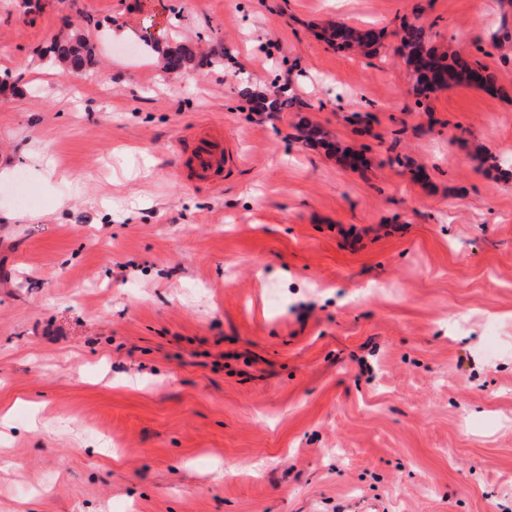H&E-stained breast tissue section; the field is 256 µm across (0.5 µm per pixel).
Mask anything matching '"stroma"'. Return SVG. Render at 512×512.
Segmentation results:
<instances>
[{
    "label": "stroma",
    "mask_w": 512,
    "mask_h": 512,
    "mask_svg": "<svg viewBox=\"0 0 512 512\" xmlns=\"http://www.w3.org/2000/svg\"><path fill=\"white\" fill-rule=\"evenodd\" d=\"M405 22L497 90L416 107ZM74 24L76 81L43 55ZM507 41L512 0H0V512H512ZM205 132L218 189L182 167ZM324 38L330 45L337 48H359L364 53H372L378 43V37L373 31H361L352 26L338 23L324 31ZM163 67L170 73H187L194 70L196 63L195 53L187 47L179 46L163 52ZM255 104V108L262 112L278 114L293 107L295 97L290 96L283 88H279L271 97L249 98Z\"/></svg>",
    "instance_id": "obj_1"
}]
</instances>
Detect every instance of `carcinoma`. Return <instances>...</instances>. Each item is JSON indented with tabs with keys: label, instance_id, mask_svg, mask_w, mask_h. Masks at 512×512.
<instances>
[{
	"label": "carcinoma",
	"instance_id": "cac0c4a2",
	"mask_svg": "<svg viewBox=\"0 0 512 512\" xmlns=\"http://www.w3.org/2000/svg\"><path fill=\"white\" fill-rule=\"evenodd\" d=\"M325 40L338 48L355 47L365 53L374 51L378 37L373 31H361L352 26L338 23L324 31ZM51 60L63 67L67 73L84 70L95 62L97 45L80 30L69 36L55 39L50 46ZM394 54L404 64L408 72L416 76L412 90L417 103L437 90L453 85L467 84L485 89L494 88L493 75L486 69L473 65L467 59L456 55L449 57L439 54L429 45L425 27L422 24L404 23L399 32V44ZM198 66L195 53L187 47L179 46L163 52L165 70L181 74ZM255 108L262 112L277 114L292 107L295 97L283 89L270 96L251 99Z\"/></svg>",
	"mask_w": 512,
	"mask_h": 512
}]
</instances>
